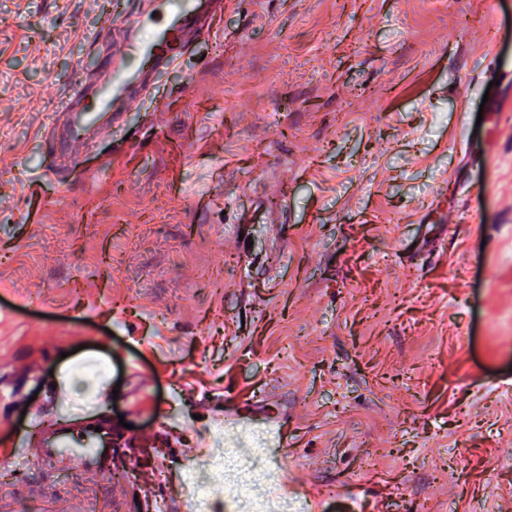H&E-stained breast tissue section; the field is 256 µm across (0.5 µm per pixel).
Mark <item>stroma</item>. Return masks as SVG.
I'll return each instance as SVG.
<instances>
[{
    "mask_svg": "<svg viewBox=\"0 0 512 512\" xmlns=\"http://www.w3.org/2000/svg\"><path fill=\"white\" fill-rule=\"evenodd\" d=\"M136 2L0 0V448L85 413L113 459L0 512H178L226 403L282 417L301 512H512V0H228L48 174Z\"/></svg>",
    "mask_w": 512,
    "mask_h": 512,
    "instance_id": "obj_1",
    "label": "stroma"
}]
</instances>
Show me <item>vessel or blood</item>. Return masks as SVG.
Returning a JSON list of instances; mask_svg holds the SVG:
<instances>
[{
  "label": "vessel or blood",
  "mask_w": 512,
  "mask_h": 512,
  "mask_svg": "<svg viewBox=\"0 0 512 512\" xmlns=\"http://www.w3.org/2000/svg\"><path fill=\"white\" fill-rule=\"evenodd\" d=\"M224 12V0H146L132 15L118 18L123 30L111 59L95 74L80 81V90L91 91L94 104L81 105L79 97L66 101L68 117L63 134L65 148L106 137L122 118L116 107L135 90L147 89L155 77L174 65L190 42L211 33ZM87 432L69 433L55 427L43 436L40 451L28 454L30 463L74 458L87 469H98L103 454L88 446Z\"/></svg>",
  "instance_id": "obj_1"
}]
</instances>
